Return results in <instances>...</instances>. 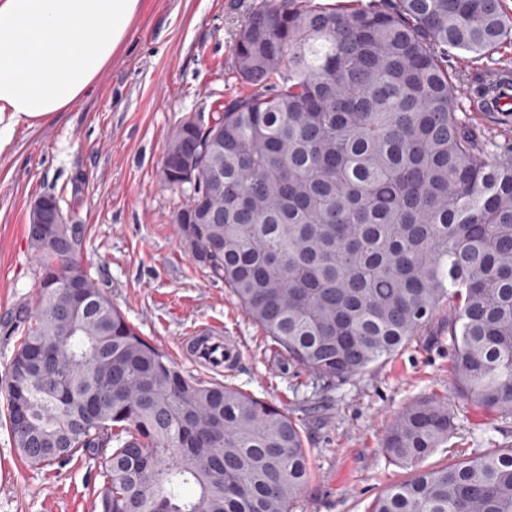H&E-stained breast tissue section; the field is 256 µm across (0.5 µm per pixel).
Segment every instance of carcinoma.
<instances>
[{"label":"carcinoma","instance_id":"1","mask_svg":"<svg viewBox=\"0 0 512 512\" xmlns=\"http://www.w3.org/2000/svg\"><path fill=\"white\" fill-rule=\"evenodd\" d=\"M512 42L504 0H260L231 48L246 91L185 117L160 163L180 238L283 365L329 393L448 308L458 394L512 411V145L460 117L448 64ZM83 224L29 225L35 311L15 316L6 426L32 466L92 456L100 512H291L304 436L278 406L181 371L78 257ZM448 400L404 407L381 452L412 476L370 512H512V448L427 468ZM109 447L108 453L101 449Z\"/></svg>","mask_w":512,"mask_h":512}]
</instances>
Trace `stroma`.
I'll use <instances>...</instances> for the list:
<instances>
[{
  "instance_id": "stroma-1",
  "label": "stroma",
  "mask_w": 512,
  "mask_h": 512,
  "mask_svg": "<svg viewBox=\"0 0 512 512\" xmlns=\"http://www.w3.org/2000/svg\"><path fill=\"white\" fill-rule=\"evenodd\" d=\"M256 3L144 0L125 48L81 100L19 127L0 151V379L15 343L5 323L38 299L30 205L52 195L68 223L86 225L84 263L156 350L186 374L221 379L297 420L310 479L292 512H368L410 475L381 452L388 425L405 406L436 394L454 414L447 444L426 460L430 467L512 446V415L455 394L444 311L389 362L320 394L306 371L281 369L223 280L185 249L160 162L181 119L240 92L230 49ZM208 323L238 344L231 372L215 374L179 353L180 339ZM103 489L97 460L29 466L0 425V512H99Z\"/></svg>"
}]
</instances>
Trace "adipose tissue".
<instances>
[{"instance_id": "1", "label": "adipose tissue", "mask_w": 512, "mask_h": 512, "mask_svg": "<svg viewBox=\"0 0 512 512\" xmlns=\"http://www.w3.org/2000/svg\"><path fill=\"white\" fill-rule=\"evenodd\" d=\"M143 0H0V151L79 101L126 45Z\"/></svg>"}]
</instances>
